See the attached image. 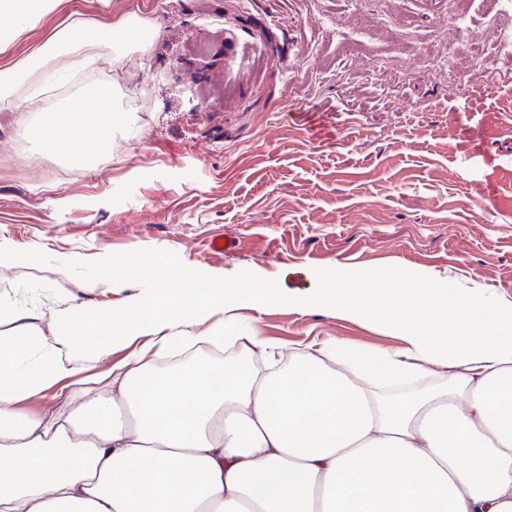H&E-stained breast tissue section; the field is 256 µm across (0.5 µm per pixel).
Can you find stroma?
I'll return each mask as SVG.
<instances>
[{"label": "stroma", "mask_w": 512, "mask_h": 512, "mask_svg": "<svg viewBox=\"0 0 512 512\" xmlns=\"http://www.w3.org/2000/svg\"><path fill=\"white\" fill-rule=\"evenodd\" d=\"M476 45L459 89L436 70L438 16ZM160 34L102 50L57 87L27 69L69 15ZM512 0H67L0 65L21 66V112H0V337H46L135 286L89 289L97 265L142 254L214 280L277 288L238 313L243 335L394 350L383 325L296 301L335 277L405 273L512 303ZM419 77H391L392 57ZM40 85L29 96L32 85ZM112 87L113 147L86 169L36 150L32 125L89 87ZM233 241L216 253L215 238Z\"/></svg>", "instance_id": "stroma-1"}]
</instances>
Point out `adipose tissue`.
Segmentation results:
<instances>
[{
	"mask_svg": "<svg viewBox=\"0 0 512 512\" xmlns=\"http://www.w3.org/2000/svg\"><path fill=\"white\" fill-rule=\"evenodd\" d=\"M64 0H0V54ZM136 24L79 21L47 42L50 82H76ZM112 90L51 112L33 141L78 168L112 148ZM136 282L106 310L114 341L146 342L113 363L104 389L71 399L92 422L20 404L82 372L79 326L54 342H0V512H512V306L421 287L398 274L325 283L311 300L389 325L402 349L362 353L340 340L291 348L251 339L273 366L242 374L192 359L159 375L157 348L206 324L200 342L236 344L231 311L276 296L254 283L200 287L159 263L104 262L94 286ZM44 359L19 369V353ZM434 370L441 384L411 403L373 384Z\"/></svg>",
	"mask_w": 512,
	"mask_h": 512,
	"instance_id": "ef3b65f1",
	"label": "adipose tissue"
}]
</instances>
